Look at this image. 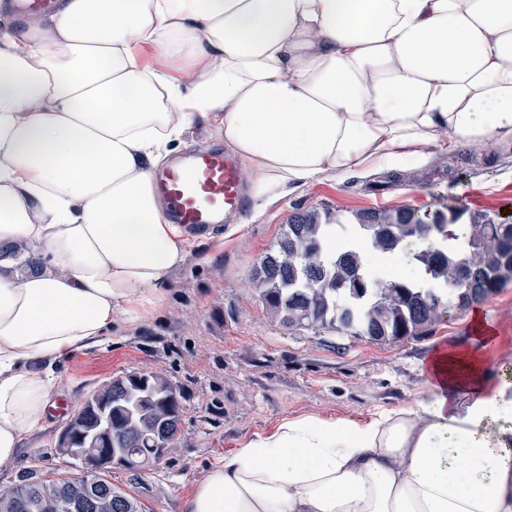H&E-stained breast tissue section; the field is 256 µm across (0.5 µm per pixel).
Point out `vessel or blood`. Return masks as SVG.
I'll use <instances>...</instances> for the list:
<instances>
[{
    "mask_svg": "<svg viewBox=\"0 0 512 512\" xmlns=\"http://www.w3.org/2000/svg\"><path fill=\"white\" fill-rule=\"evenodd\" d=\"M19 16L53 13L57 0H10ZM154 187L170 220L204 235L245 215L249 197L237 157L222 149H200L158 170Z\"/></svg>",
    "mask_w": 512,
    "mask_h": 512,
    "instance_id": "b4317fda",
    "label": "vessel or blood"
}]
</instances>
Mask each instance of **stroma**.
<instances>
[{"mask_svg": "<svg viewBox=\"0 0 512 512\" xmlns=\"http://www.w3.org/2000/svg\"><path fill=\"white\" fill-rule=\"evenodd\" d=\"M412 182L390 184L387 168L319 175L285 196L249 208L240 222L193 238L185 264L168 276L150 317L119 319L111 337L56 366L55 392L67 403L26 434L16 460L0 466V489L32 464L47 473L71 467L55 448L59 428L97 385L130 371L164 373L182 394L183 417L172 450L141 476L116 469L112 482L141 501L143 512H181V501L226 452L273 433L283 419L311 415L365 421L412 403L425 390L420 364L441 340L471 336L465 312L439 318L423 335L375 343L333 331L288 329L258 302L250 271L282 224L316 208L512 216V144L427 146Z\"/></svg>", "mask_w": 512, "mask_h": 512, "instance_id": "obj_1", "label": "stroma"}]
</instances>
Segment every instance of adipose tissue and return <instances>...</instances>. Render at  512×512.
Instances as JSON below:
<instances>
[{"mask_svg": "<svg viewBox=\"0 0 512 512\" xmlns=\"http://www.w3.org/2000/svg\"><path fill=\"white\" fill-rule=\"evenodd\" d=\"M199 122L260 206L327 171L421 163L442 136L512 143V0H61L0 32V242L38 268L0 259V465L45 421L61 359L163 303L189 243L154 174ZM368 261L444 288L402 253ZM468 318L473 337L424 360V397L286 419L181 512H512V326Z\"/></svg>", "mask_w": 512, "mask_h": 512, "instance_id": "1", "label": "adipose tissue"}]
</instances>
